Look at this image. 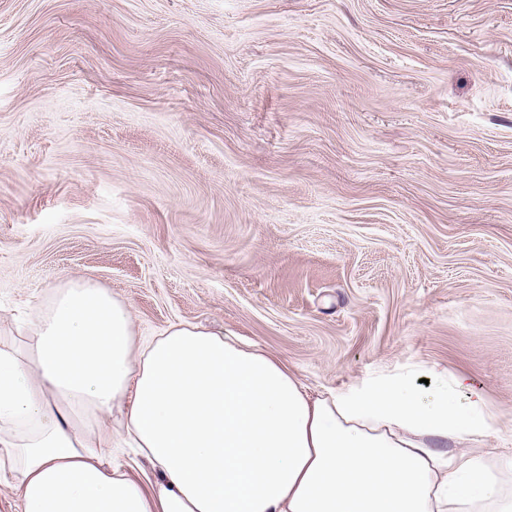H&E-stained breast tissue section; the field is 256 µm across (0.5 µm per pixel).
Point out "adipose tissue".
Instances as JSON below:
<instances>
[{
    "instance_id": "adipose-tissue-1",
    "label": "adipose tissue",
    "mask_w": 512,
    "mask_h": 512,
    "mask_svg": "<svg viewBox=\"0 0 512 512\" xmlns=\"http://www.w3.org/2000/svg\"><path fill=\"white\" fill-rule=\"evenodd\" d=\"M74 278L0 349V477L21 512H512V453L465 376L380 373L313 393L272 355ZM111 427H103V419ZM147 481L113 463L119 443Z\"/></svg>"
}]
</instances>
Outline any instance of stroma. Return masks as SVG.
<instances>
[{
	"mask_svg": "<svg viewBox=\"0 0 512 512\" xmlns=\"http://www.w3.org/2000/svg\"><path fill=\"white\" fill-rule=\"evenodd\" d=\"M72 278L511 436L512 0H0V342Z\"/></svg>",
	"mask_w": 512,
	"mask_h": 512,
	"instance_id": "35a3bbf8",
	"label": "stroma"
}]
</instances>
